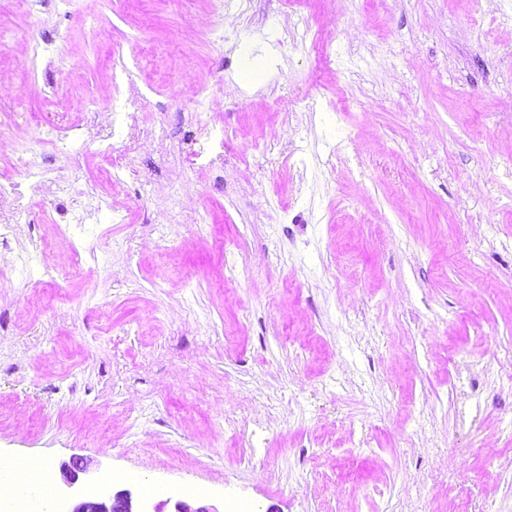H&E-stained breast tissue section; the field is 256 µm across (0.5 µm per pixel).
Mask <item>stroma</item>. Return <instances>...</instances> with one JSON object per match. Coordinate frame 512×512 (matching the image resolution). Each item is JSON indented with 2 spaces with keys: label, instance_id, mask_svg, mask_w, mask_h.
<instances>
[{
  "label": "stroma",
  "instance_id": "35a3bbf8",
  "mask_svg": "<svg viewBox=\"0 0 512 512\" xmlns=\"http://www.w3.org/2000/svg\"><path fill=\"white\" fill-rule=\"evenodd\" d=\"M38 30L51 67H18ZM131 94L127 223L0 284V460L136 471L166 512H512V0L0 7V170L69 176L34 117ZM42 198L17 246L66 264Z\"/></svg>",
  "mask_w": 512,
  "mask_h": 512
}]
</instances>
